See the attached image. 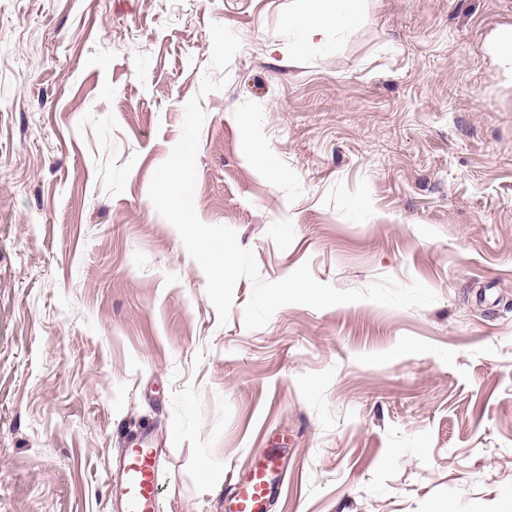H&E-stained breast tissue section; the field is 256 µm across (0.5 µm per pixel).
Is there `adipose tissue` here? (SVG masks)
<instances>
[{
	"instance_id": "obj_1",
	"label": "adipose tissue",
	"mask_w": 512,
	"mask_h": 512,
	"mask_svg": "<svg viewBox=\"0 0 512 512\" xmlns=\"http://www.w3.org/2000/svg\"><path fill=\"white\" fill-rule=\"evenodd\" d=\"M362 9V0H299L286 19L289 31L296 35L291 59L303 58L312 49L324 47L327 28L347 31L356 27Z\"/></svg>"
}]
</instances>
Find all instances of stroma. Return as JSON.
<instances>
[{
	"label": "stroma",
	"mask_w": 512,
	"mask_h": 512,
	"mask_svg": "<svg viewBox=\"0 0 512 512\" xmlns=\"http://www.w3.org/2000/svg\"><path fill=\"white\" fill-rule=\"evenodd\" d=\"M296 0H0V512H121L150 432L157 512H512V0H363L289 63ZM241 39L199 95L210 23ZM198 98L194 205L260 276L302 264L436 301L219 324L148 189ZM274 156L245 154L244 131ZM279 467L275 454L267 456L266 463L256 470L249 481L238 487L228 501V512H259L263 503L272 495L273 474Z\"/></svg>",
	"instance_id": "obj_1"
}]
</instances>
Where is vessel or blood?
Masks as SVG:
<instances>
[{"label":"vessel or blood","mask_w":512,"mask_h":512,"mask_svg":"<svg viewBox=\"0 0 512 512\" xmlns=\"http://www.w3.org/2000/svg\"><path fill=\"white\" fill-rule=\"evenodd\" d=\"M278 467L277 455H268L265 464L230 497L228 512H259L273 492ZM118 491L126 512H154L159 488L155 457L147 439L132 442L127 449L120 465Z\"/></svg>","instance_id":"b4317fda"}]
</instances>
